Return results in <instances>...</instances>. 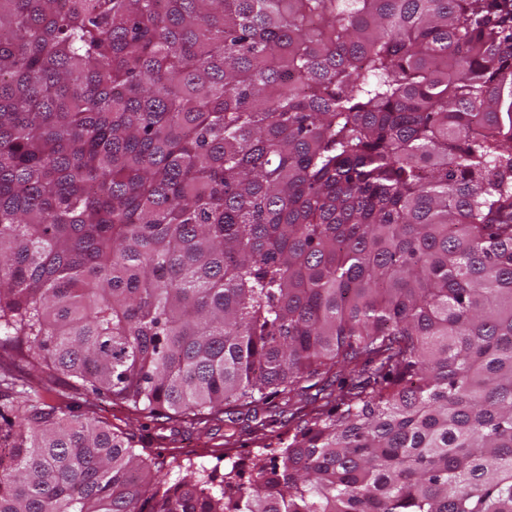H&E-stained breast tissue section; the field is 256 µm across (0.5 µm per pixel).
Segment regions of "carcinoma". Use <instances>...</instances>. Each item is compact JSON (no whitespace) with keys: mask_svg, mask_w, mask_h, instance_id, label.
Here are the masks:
<instances>
[{"mask_svg":"<svg viewBox=\"0 0 512 512\" xmlns=\"http://www.w3.org/2000/svg\"><path fill=\"white\" fill-rule=\"evenodd\" d=\"M0 512H512V0H0ZM349 378L335 382V366ZM3 375L17 381H42L43 384L50 389V392L46 394L48 401L54 399L57 391H68L61 382L50 378L45 373H40L32 369L7 347H0V376ZM304 405H305V402L298 403L292 407L293 410L290 412H295V409L297 407L304 406ZM268 406H270L268 409L270 412H267L268 414H270L271 412H272V415L277 413L275 418L278 419V423L275 424L273 427V430L276 431L274 434L288 432L289 428L295 427V425L299 421H301L303 418H306V416H304L303 414L307 413L309 411V409L311 408V406H306L302 410H300L301 411L300 413H296L293 417H290V412H288V407L284 408L285 407L284 401L281 399V397L274 398L272 400V403ZM281 410H286V412L281 414V416H278V413ZM98 414L110 423L118 424L124 428H130L142 437L143 445L147 448H137L144 456H148L153 461L158 462L162 473H167V478L174 480L182 477L184 470L179 471L178 468H171L169 463L176 456L178 460H184L190 457L192 461L198 464H204L208 468L217 466L221 471L224 469V458L219 460L217 456L219 452L212 453L214 449H224L216 445L224 444L225 433L236 432L238 443L236 447L231 448V453L237 458L243 460L246 464L250 458L260 451V444L254 440L248 425L251 422L246 420L244 415L238 414L236 411H224V415H220V420L210 422V435L198 437L195 432L187 429L184 424L165 421L164 418H150L132 413L124 405L111 402L100 403ZM227 412V413H225ZM117 418V419H116ZM233 418L235 423H230L228 419ZM118 419L122 420L119 421ZM127 423L128 426H125ZM189 455V456H187Z\"/></svg>","mask_w":512,"mask_h":512,"instance_id":"cac0c4a2","label":"carcinoma"}]
</instances>
